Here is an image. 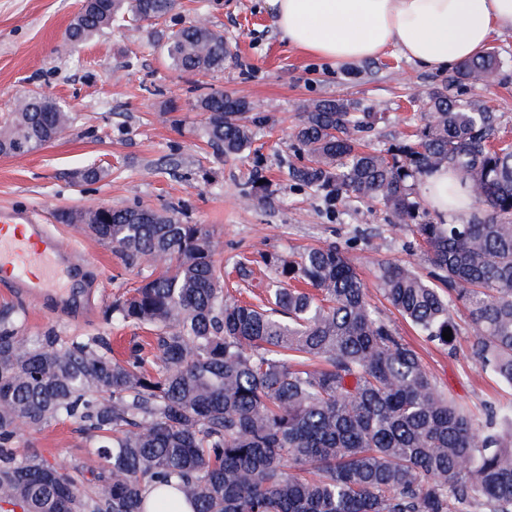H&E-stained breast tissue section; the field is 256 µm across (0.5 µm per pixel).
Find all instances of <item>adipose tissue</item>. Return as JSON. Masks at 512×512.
I'll return each mask as SVG.
<instances>
[{
	"mask_svg": "<svg viewBox=\"0 0 512 512\" xmlns=\"http://www.w3.org/2000/svg\"><path fill=\"white\" fill-rule=\"evenodd\" d=\"M291 47L339 65L396 48L407 60L442 73L483 52L493 34L512 32V0H269ZM422 192L443 214L464 213L469 188L447 170Z\"/></svg>",
	"mask_w": 512,
	"mask_h": 512,
	"instance_id": "obj_1",
	"label": "adipose tissue"
}]
</instances>
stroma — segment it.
Returning a JSON list of instances; mask_svg holds the SVG:
<instances>
[{"mask_svg": "<svg viewBox=\"0 0 512 512\" xmlns=\"http://www.w3.org/2000/svg\"><path fill=\"white\" fill-rule=\"evenodd\" d=\"M81 0H0V121L26 94L37 91L65 104L73 126L52 143L23 157L0 155V208L23 207L77 245L89 258L95 288L86 318L36 309L0 281V307L23 309L19 333L38 342L45 336L67 342L110 336L124 350L143 340L135 327L113 329L105 317L113 299L135 288L141 275L125 267L112 250L58 222L63 210L132 203L181 209L190 223L206 225L218 242L215 258L230 275L232 294H259L270 270L263 255L288 259L305 247L333 243L347 249L379 299L377 264L389 261L429 276L432 267L411 232L394 226L380 206L332 213L308 190L294 186L289 164L298 160L289 135L305 107L323 99H345L377 112L379 120L366 144L387 149L415 132L419 112L410 94L441 85L445 74L406 60L396 50L375 59L338 67L292 49L279 32L268 0H181L183 20L205 15L237 45L239 61L204 77L207 87L246 96L255 111L268 113L253 151L227 157L203 135L204 117L193 110L191 76L178 73L154 42L150 27L115 29L92 42L63 49L64 32ZM489 45L500 68L489 83L465 90L468 99L501 114L495 141L512 144V33L493 35ZM179 109L161 118L169 102ZM106 171L93 182H78L75 171L89 166ZM264 176V198L245 199L251 172ZM247 260V277L234 274ZM389 317L399 336L421 355L439 389L476 415L487 403H512V388L482 369L469 354L472 330L465 310H457L459 333L454 351L425 342L397 312ZM19 455L38 453L51 464L82 468L89 441L77 422L51 423L38 432H21Z\"/></svg>", "mask_w": 512, "mask_h": 512, "instance_id": "35a3bbf8", "label": "stroma"}]
</instances>
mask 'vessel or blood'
<instances>
[{"instance_id": "b4317fda", "label": "vessel or blood", "mask_w": 512, "mask_h": 512, "mask_svg": "<svg viewBox=\"0 0 512 512\" xmlns=\"http://www.w3.org/2000/svg\"><path fill=\"white\" fill-rule=\"evenodd\" d=\"M80 267L72 242L52 232L34 211L0 212V276L31 303L87 316L83 290L69 285Z\"/></svg>"}]
</instances>
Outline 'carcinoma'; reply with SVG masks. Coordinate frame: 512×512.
<instances>
[{
	"instance_id": "1",
	"label": "carcinoma",
	"mask_w": 512,
	"mask_h": 512,
	"mask_svg": "<svg viewBox=\"0 0 512 512\" xmlns=\"http://www.w3.org/2000/svg\"><path fill=\"white\" fill-rule=\"evenodd\" d=\"M178 0H86L63 48L115 27L175 21ZM172 66L224 70L238 54L205 17L163 34ZM495 50L462 62L413 102L422 124L385 151L360 147L378 120L344 99L307 106L291 135L307 162L289 176L329 206L380 203L426 246L432 280L381 263V292L426 341L453 350L468 313L473 360L512 387V148L490 140L500 115L458 90L486 84ZM206 142L252 149L269 117L243 96L191 86ZM73 113L28 94L0 123V154L22 157L72 127ZM441 168L472 193L465 224L432 220L416 186ZM84 232L147 272L107 311L153 334L155 361L110 343L32 345L0 311V512H512V406L481 420L447 397L398 336L348 253L335 244L281 261L267 305L224 292L212 232L174 206L87 213ZM79 422L94 448L91 485L36 453L21 430Z\"/></svg>"
}]
</instances>
